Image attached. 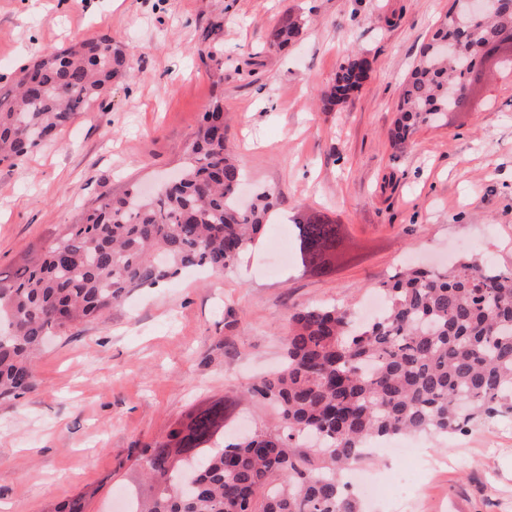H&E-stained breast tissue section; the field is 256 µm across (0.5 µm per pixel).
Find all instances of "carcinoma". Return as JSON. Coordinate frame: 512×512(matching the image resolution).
Listing matches in <instances>:
<instances>
[{"instance_id":"carcinoma-1","label":"carcinoma","mask_w":512,"mask_h":512,"mask_svg":"<svg viewBox=\"0 0 512 512\" xmlns=\"http://www.w3.org/2000/svg\"><path fill=\"white\" fill-rule=\"evenodd\" d=\"M457 2L460 10L437 23L403 82L397 141L465 104L484 47L512 27V0L480 20L469 18L466 0ZM223 31L224 18L212 19L197 47L220 81L224 57L211 42ZM302 33L303 22L288 17L268 30L265 45L281 50ZM356 59L352 53L339 65L321 93L324 105L356 85ZM128 68L109 34L42 52L0 86V163L29 156L90 111ZM452 84L462 86L456 96ZM226 141L217 101L203 113L177 184L148 199L134 186L100 197L42 259L0 284V398L17 400L35 387V358L49 338L182 270L231 267L252 247L276 201L263 192L239 204L242 172ZM293 227L305 274L329 275L356 258L344 224L300 214ZM381 290L386 307L365 326L339 306L296 309L281 367L241 390L243 399L272 406L274 419L235 438L236 403L219 398L192 410L141 450L152 486L131 497L130 512H361L341 474L371 443L465 434L512 417V270L465 256L446 271H399ZM185 475L192 486L180 494Z\"/></svg>"}]
</instances>
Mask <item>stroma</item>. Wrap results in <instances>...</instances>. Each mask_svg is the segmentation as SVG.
<instances>
[{
  "label": "stroma",
  "mask_w": 512,
  "mask_h": 512,
  "mask_svg": "<svg viewBox=\"0 0 512 512\" xmlns=\"http://www.w3.org/2000/svg\"><path fill=\"white\" fill-rule=\"evenodd\" d=\"M453 0H0V85L41 52L111 34L130 70L94 108L27 158L0 165V276L43 254L96 206L154 190L183 164L203 112L222 100L246 190L277 198L272 224L234 268L187 271L133 291L51 341L37 387L0 401V512H49L83 497L118 512L140 450L209 400L276 368L299 306L370 316L381 282L407 263L465 254L512 269V68L490 72L447 122L390 138L402 83ZM224 17V77L196 47ZM303 18L300 39L265 46ZM361 87L324 107L350 52ZM346 225L356 260L301 274L274 247L297 210ZM430 465L413 512H512V420L420 438ZM303 22L298 18L288 17L272 26L266 35L265 45L268 49H284L295 43L303 33Z\"/></svg>",
  "instance_id": "obj_1"
}]
</instances>
